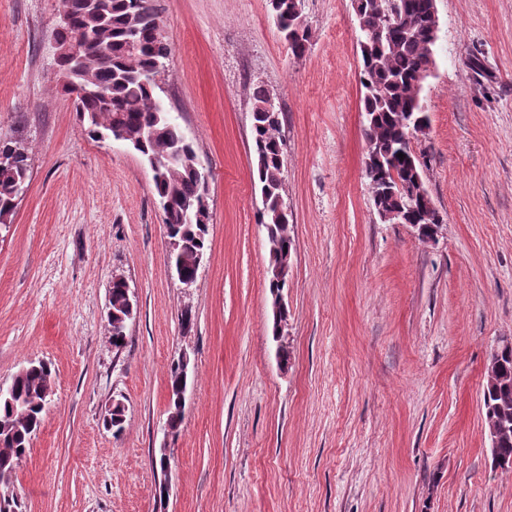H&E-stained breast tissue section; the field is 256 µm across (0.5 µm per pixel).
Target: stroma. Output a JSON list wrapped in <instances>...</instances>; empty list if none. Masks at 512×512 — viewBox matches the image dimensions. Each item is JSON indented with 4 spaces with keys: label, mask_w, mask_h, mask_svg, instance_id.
<instances>
[{
    "label": "stroma",
    "mask_w": 512,
    "mask_h": 512,
    "mask_svg": "<svg viewBox=\"0 0 512 512\" xmlns=\"http://www.w3.org/2000/svg\"><path fill=\"white\" fill-rule=\"evenodd\" d=\"M156 5L171 46L158 95L209 174L207 258L189 287L169 266L148 164L90 136L61 89L60 0H0V138L30 159L0 224V381L33 361L52 373L12 481L22 512H512L483 408L489 354L512 337V0H436L430 124L413 143L443 218L433 243L375 213L351 0H301L311 38L298 59L269 0ZM259 86L283 112L295 239L278 337L252 176ZM119 276L134 317L118 349ZM163 448L164 470L151 462ZM113 281L121 282L124 286V290L121 284L114 283L112 284L111 293H112V300H111V306L113 310L112 314V322L110 323V326H112V344L115 347H121L125 344L124 338L122 337V334L119 330H117L115 326V322L120 321V315L126 316V297L128 301V319L131 320L133 318V301L132 297L133 294L131 293L130 285L127 280L119 277L115 278ZM111 293H110V299H111ZM126 293V297H125ZM109 299V301H110ZM127 320L125 324H122L123 326V335H126V328H127ZM118 339H122V343L118 344ZM188 359L187 356L184 354L180 355L178 358V364L180 366V369L182 372L187 375L188 372ZM177 364V360H173L170 365L169 370V382H168V389H169V405H170V415L168 418V425L170 426L171 430L174 432L179 431V426L181 423V417H182V409L178 402H177V392L179 389V386L182 382L181 373L179 371V366Z\"/></svg>",
    "instance_id": "stroma-1"
}]
</instances>
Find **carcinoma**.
<instances>
[{"label":"carcinoma","mask_w":512,"mask_h":512,"mask_svg":"<svg viewBox=\"0 0 512 512\" xmlns=\"http://www.w3.org/2000/svg\"><path fill=\"white\" fill-rule=\"evenodd\" d=\"M277 28L295 58L307 51L310 32L298 22L295 11L300 0H270ZM397 20L389 25L387 0H359L356 15L360 40L361 74L368 94L363 100L367 145L379 154L378 169L366 172L375 206L386 212L402 211L413 218L410 208L425 207L419 196L423 162L405 141L411 120L424 110L418 94L429 70L427 40L431 0H394ZM61 14L69 23L56 31L58 73L66 79L65 91L75 95V108L88 119L89 133L104 137L115 128L127 135L128 145L141 155L153 172V184L164 212L169 237L179 241L178 262L183 274H196L198 254L206 252L208 228L201 227L197 214L210 210L209 191L204 185L200 162L193 143L176 118L164 113L156 94V77L171 53L159 37V16L152 0H61ZM82 42V58L67 54ZM273 97L257 87L252 96L251 129L256 157V177L266 204L258 223L268 231L271 265H289L294 239L288 208L283 197L284 143L279 136L281 112L268 108ZM0 220L13 215L15 184L29 178L27 149L18 139H0ZM172 153L178 160L155 167L154 160ZM404 154L401 159L398 154ZM112 345L122 334L115 323L126 315V297L119 283L112 284ZM182 382L177 361L169 370L168 425L179 431L182 408L177 392ZM51 392V369L43 363L19 377L12 395L0 398V482L12 479L16 466L30 451L31 439L40 430L47 394ZM485 424L502 421L512 426V354L500 361V381L483 394Z\"/></svg>","instance_id":"1"}]
</instances>
